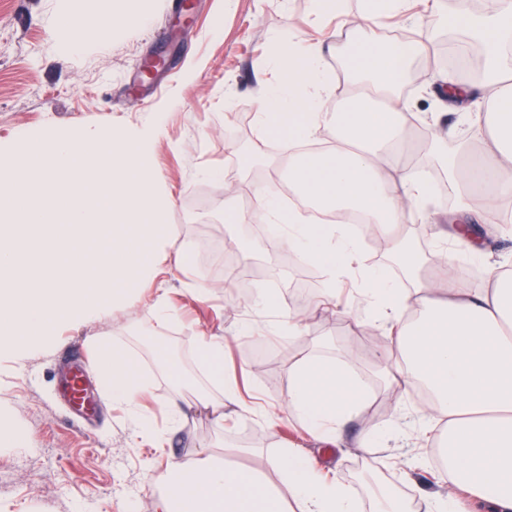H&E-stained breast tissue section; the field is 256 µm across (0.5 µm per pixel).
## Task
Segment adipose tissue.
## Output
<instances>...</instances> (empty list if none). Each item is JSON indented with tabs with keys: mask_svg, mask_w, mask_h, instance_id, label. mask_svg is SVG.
<instances>
[{
	"mask_svg": "<svg viewBox=\"0 0 512 512\" xmlns=\"http://www.w3.org/2000/svg\"><path fill=\"white\" fill-rule=\"evenodd\" d=\"M141 2L114 0L111 18L66 14L59 23L77 49L86 31L105 38L114 26L144 23ZM497 4L485 18L475 17L464 4L457 9L466 32L483 44L485 75L474 86L448 81L447 97H479L488 112L474 121L469 141L447 158L445 172L456 202L447 223L434 231L478 256L483 253L479 225L498 228L512 222V0ZM439 51L430 41L353 44L343 95L335 99L321 46L295 43L288 55L298 65L284 82L266 87L258 121L287 114L290 131L279 178L299 203L285 212L265 188L251 187L250 195L268 223L283 225L289 250L325 269L319 305L334 302L345 279L359 283L364 318L383 322L386 350L398 355L394 379L408 386L425 384L432 393L426 413L446 418L439 434L425 435V449L403 463L414 471L430 466L434 457L442 459L445 490L421 493L423 512H468L470 495L486 500L494 512H512V275L490 268L491 287L474 292L458 278L447 249L437 253L439 273L433 278L422 275L414 250L403 249L400 262L412 281L404 289L384 268L368 263L351 225L323 224L317 217L338 209L363 212L379 242L398 241L401 225L424 223L431 180L396 165L392 151L404 145L410 126L398 96L409 65ZM324 130L330 133L325 149L304 152V145L318 141ZM194 349L210 385L222 392L211 413L215 424H223L225 406L244 405L238 382L224 373V340L204 336ZM95 372L113 402L126 407L140 427L150 425L152 416L142 401L151 384L137 377L130 358L105 353ZM369 401L348 367L302 358L291 369L286 404L263 419L272 427L299 419L309 435L332 443L338 428ZM271 467L279 470L280 483L268 479ZM158 479L163 491L156 512H359L355 489L324 474L295 448L252 467L232 465L204 450L169 461Z\"/></svg>",
	"mask_w": 512,
	"mask_h": 512,
	"instance_id": "obj_1",
	"label": "adipose tissue"
}]
</instances>
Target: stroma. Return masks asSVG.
I'll list each match as a JSON object with an SVG mask.
<instances>
[{
    "instance_id": "obj_1",
    "label": "stroma",
    "mask_w": 512,
    "mask_h": 512,
    "mask_svg": "<svg viewBox=\"0 0 512 512\" xmlns=\"http://www.w3.org/2000/svg\"><path fill=\"white\" fill-rule=\"evenodd\" d=\"M365 5V0H346L342 14L318 17L311 0H195L192 15L198 23L192 26L171 13L168 0H145V24L118 27L106 41L85 32L76 52L70 33L52 26V18L108 12L112 0H0V142L21 130L36 134L95 126L120 131L159 119L152 165L173 200L161 216L159 233L173 250L191 256L182 270L167 263L160 281L144 278L129 284V300L109 317L74 321L59 329L51 343L19 355L0 350V421L26 436L23 445H0V512H153L160 492L154 478L166 464L153 446L157 439L166 440L178 458L204 446L219 455L239 448L243 454L235 462L241 466L252 464V448L265 457L284 448L302 449L358 490L364 512L372 508L373 480L403 494L410 493L414 481L427 493L441 491L433 471L409 477L400 465L423 444L418 435L420 401L413 387L392 382V363L380 341L384 327L361 317L358 293L343 295L334 306L301 307L291 292L301 272L285 269L279 275L280 295L287 308L301 310L308 334L299 340L272 335V316L248 308L252 290L262 287L264 278H255L251 291L243 292L237 274L225 272L223 252L234 250L240 271H250L276 265L286 250L284 242L262 244L255 227L264 218L249 201L242 204L250 217L246 224L192 219L195 212L223 206L224 183L233 164L229 150L235 145L250 146L259 157L250 180L279 192L282 154L261 135L257 121L262 89L283 77L278 50L301 39L329 38L334 49L323 63L334 87H342L344 46L369 37L358 20ZM457 7L458 0L432 5L413 0L411 21L386 17L381 26L386 32H412L423 41L431 25H447ZM155 56L166 60L167 69L150 79L142 67ZM417 69L418 83L404 89L403 97L418 157L436 173L440 167L434 156L438 130L433 115L443 112L449 124L458 123L459 116L442 108L432 78L453 76L457 70L435 57L418 63ZM161 285L175 310L166 319L149 304ZM205 285L213 291L202 301L195 290ZM247 321L252 337L269 341V358L259 360L249 352L250 337L241 334ZM203 335L223 337L225 373L240 375L242 385L265 406L286 401L290 371L302 357L348 366L372 399L345 425L343 440L336 445L316 442L294 422L271 429L260 418L231 407L225 410L223 426H216L198 402L202 393L213 400L219 397L204 370L194 367L193 382L185 385L154 354L160 344L176 362H183L195 338ZM113 349L135 361L156 398L184 407L181 423L157 411L151 428L135 436L129 412L113 403L94 378L89 381L94 411L86 418L75 415L61 398L65 363L83 353L96 363ZM382 423L398 430L385 447L355 448L364 426Z\"/></svg>"
}]
</instances>
